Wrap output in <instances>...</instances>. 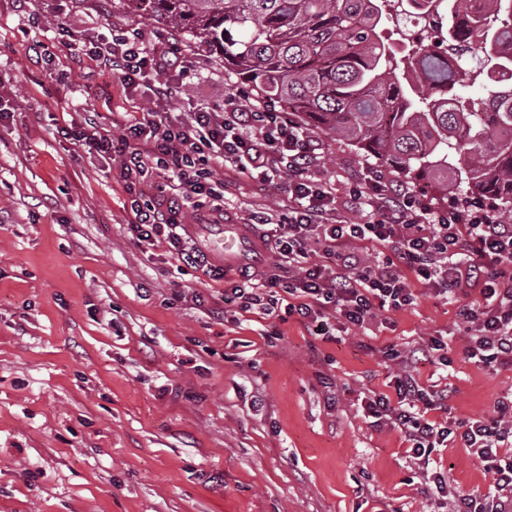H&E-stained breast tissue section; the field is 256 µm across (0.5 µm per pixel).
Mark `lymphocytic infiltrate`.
<instances>
[{
	"label": "lymphocytic infiltrate",
	"instance_id": "obj_1",
	"mask_svg": "<svg viewBox=\"0 0 512 512\" xmlns=\"http://www.w3.org/2000/svg\"><path fill=\"white\" fill-rule=\"evenodd\" d=\"M87 59L100 71L118 73L124 92L144 84L153 98L120 136L92 115L62 130L88 154L118 158V178L131 196L128 229L138 242L165 237L179 262L223 279V268L192 244L184 209L196 212L199 223L220 224L227 178L246 176L263 187L284 177L288 206L280 222L259 211L246 219L260 228L262 243L272 244L277 261L270 271L241 273L225 289V304L243 311L258 305L269 315L282 306L314 323L332 313L361 327L383 311L413 304L415 279L442 295H469L459 310L477 330L467 359L512 365V224L478 205L436 209L376 167L366 168L349 191L369 221L334 223L335 196L308 174L319 162V145L290 113L266 102L243 107L230 95L223 110L200 106L189 120H172L168 100L196 75L197 63L176 44L162 50L147 43L137 27L77 36L72 61ZM219 169L226 179L215 178ZM157 171L166 174L167 184L152 191L149 179ZM272 223L278 229L271 235L265 227ZM365 241L383 248L375 265L362 260ZM441 348L434 338L405 356L388 351V359L402 364L394 378L396 396L376 394L364 404L376 423L402 432L410 458L423 471L453 431L426 417L445 409L447 390L424 389L414 375L417 364L435 362ZM457 429L470 453L493 472L495 493L482 501L459 496L456 512H512V401L500 403L497 418L462 421Z\"/></svg>",
	"mask_w": 512,
	"mask_h": 512
}]
</instances>
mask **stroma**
I'll use <instances>...</instances> for the list:
<instances>
[{
	"label": "stroma",
	"mask_w": 512,
	"mask_h": 512,
	"mask_svg": "<svg viewBox=\"0 0 512 512\" xmlns=\"http://www.w3.org/2000/svg\"><path fill=\"white\" fill-rule=\"evenodd\" d=\"M30 7L41 26L0 0V96L11 108L0 121V512H454L427 488L401 433L369 426L360 403L371 390L394 395L388 349L438 338L447 365L415 370L423 388L450 393L430 419L496 416L512 399V365L465 359L460 302L417 283L413 305L362 328L331 321L329 339L295 315L224 308L236 271L217 281L181 273L165 240L138 243L115 171L59 132L89 112L108 126L114 113L149 106L146 93L126 96L118 75L92 78L70 63L73 35L133 25L155 44L170 28L119 0ZM37 41L57 46L43 68L28 57ZM238 88L210 60L171 115L223 108ZM320 143L313 174L332 187L336 219L367 222L348 189L368 158L339 139ZM287 203V179L260 190L241 177L224 219L276 218ZM431 457L452 491L490 492L491 473L460 438Z\"/></svg>",
	"instance_id": "stroma-1"
}]
</instances>
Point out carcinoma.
<instances>
[{
	"label": "carcinoma",
	"mask_w": 512,
	"mask_h": 512,
	"mask_svg": "<svg viewBox=\"0 0 512 512\" xmlns=\"http://www.w3.org/2000/svg\"><path fill=\"white\" fill-rule=\"evenodd\" d=\"M120 2L223 60L306 132L512 213V0H427V32L406 54L384 35L391 0ZM466 80L486 96L458 94Z\"/></svg>",
	"instance_id": "1"
}]
</instances>
